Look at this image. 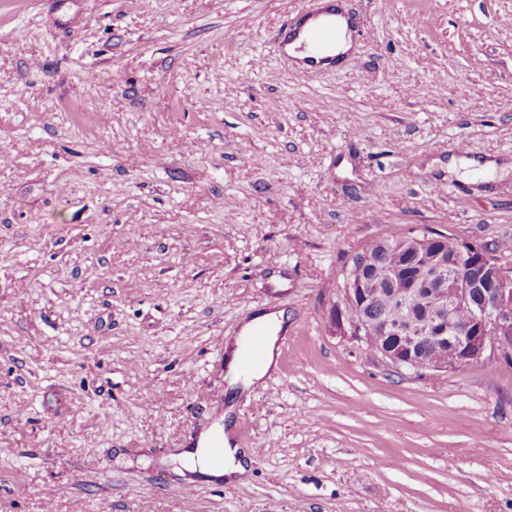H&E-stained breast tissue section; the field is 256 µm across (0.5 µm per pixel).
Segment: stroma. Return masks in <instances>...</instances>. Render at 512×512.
Here are the masks:
<instances>
[{
    "mask_svg": "<svg viewBox=\"0 0 512 512\" xmlns=\"http://www.w3.org/2000/svg\"><path fill=\"white\" fill-rule=\"evenodd\" d=\"M318 3L0 0V512H512V366L420 376L333 321L390 230L512 242V0H339L313 70L278 34ZM266 311L277 368L230 397ZM228 423L247 478L188 473ZM326 21H331L335 25L325 26L324 28L333 30L335 35L332 39H330L323 51L321 56H340L345 54L351 48V39L350 34L348 32L349 24L347 19L338 13L336 15H321L318 20L311 23L310 26L314 27L320 25ZM285 318L282 311L265 312L243 325L240 335L236 338L235 347L229 348L227 356L226 379L230 388L239 390L240 393L246 391L262 383L270 370L276 366L277 334L282 329ZM258 333L263 334L262 352L258 361L246 370L241 364L245 354L250 349L247 358L252 362L261 348L259 342H255L250 348Z\"/></svg>",
    "mask_w": 512,
    "mask_h": 512,
    "instance_id": "1",
    "label": "stroma"
}]
</instances>
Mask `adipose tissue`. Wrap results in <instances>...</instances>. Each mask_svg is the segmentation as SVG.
Masks as SVG:
<instances>
[{"instance_id": "1", "label": "adipose tissue", "mask_w": 512, "mask_h": 512, "mask_svg": "<svg viewBox=\"0 0 512 512\" xmlns=\"http://www.w3.org/2000/svg\"><path fill=\"white\" fill-rule=\"evenodd\" d=\"M285 320L284 312H265L243 325L234 347L227 356L226 379L230 388L245 391L263 382L276 365V342ZM262 336V352L258 361L243 369L242 359L255 336ZM183 463L189 470L233 480L246 472V453L233 444L230 433L202 437L198 448L185 453Z\"/></svg>"}]
</instances>
